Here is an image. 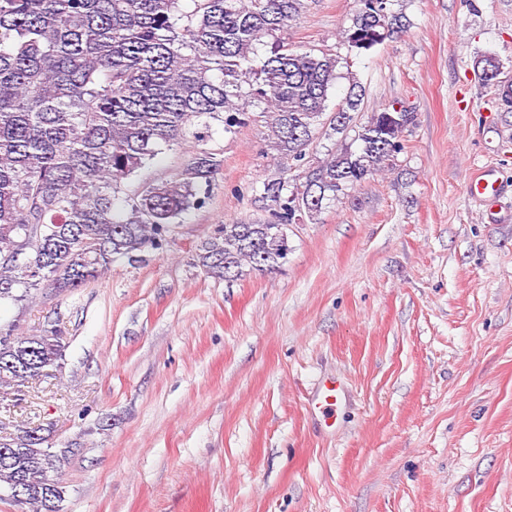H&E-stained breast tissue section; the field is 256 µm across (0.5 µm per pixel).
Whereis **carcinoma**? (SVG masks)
I'll return each instance as SVG.
<instances>
[{
    "label": "carcinoma",
    "mask_w": 512,
    "mask_h": 512,
    "mask_svg": "<svg viewBox=\"0 0 512 512\" xmlns=\"http://www.w3.org/2000/svg\"><path fill=\"white\" fill-rule=\"evenodd\" d=\"M0 0V301L25 304L47 288L69 294L101 278L117 260L131 264L159 249L185 214L206 203L221 169L200 147L209 121L233 133L262 107L281 176L263 183L270 219L223 224L201 241L193 262L215 280L280 268L284 231L316 219L335 200L389 168L413 115L393 104L356 123L364 98L353 81L323 121L339 58L277 41L262 64L251 54L296 20L303 0ZM344 30L348 51L370 52L403 27L391 0H357ZM495 87L503 62L474 58ZM352 142L302 183L288 176L320 129ZM194 143L172 178L115 201L122 186L165 150ZM357 146H352V143ZM65 336L53 325L23 335L0 324V397L61 371ZM75 449L54 448L42 427H0V491L31 512H49L33 486L57 484Z\"/></svg>",
    "instance_id": "1"
}]
</instances>
